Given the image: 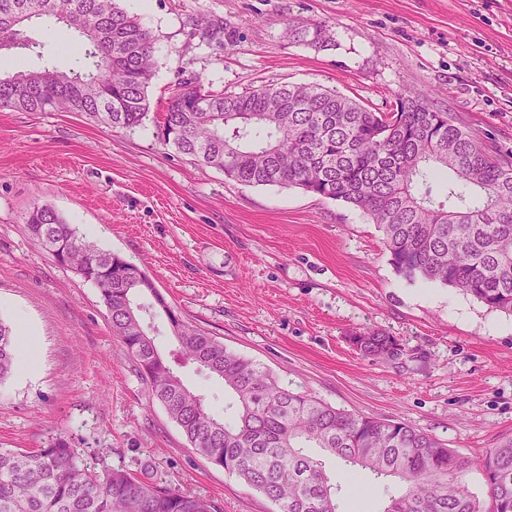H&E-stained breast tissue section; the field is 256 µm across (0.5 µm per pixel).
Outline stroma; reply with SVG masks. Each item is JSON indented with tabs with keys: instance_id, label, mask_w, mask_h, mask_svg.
<instances>
[{
	"instance_id": "1",
	"label": "stroma",
	"mask_w": 512,
	"mask_h": 512,
	"mask_svg": "<svg viewBox=\"0 0 512 512\" xmlns=\"http://www.w3.org/2000/svg\"><path fill=\"white\" fill-rule=\"evenodd\" d=\"M155 37L149 108L110 130L78 112L0 110V319L28 328L32 371L0 382V448L62 438L90 463L139 472L215 502L276 512L190 446L112 333L97 287L56 263L25 216L45 201L99 248L145 269L168 305L288 388L340 409L407 423L478 465L512 436V313L458 289L410 282L360 210L296 187L245 186L164 148L166 102L183 82L240 94L269 84L336 88L373 109L427 98L512 157V0H120ZM234 31L203 41L198 20ZM326 26L312 45L292 27ZM76 32L0 74L75 65ZM376 330L404 350L360 354ZM185 385L223 415L231 394L189 364ZM343 485L341 512H380L399 482L368 473Z\"/></svg>"
}]
</instances>
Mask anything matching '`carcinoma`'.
<instances>
[{
  "mask_svg": "<svg viewBox=\"0 0 512 512\" xmlns=\"http://www.w3.org/2000/svg\"><path fill=\"white\" fill-rule=\"evenodd\" d=\"M42 15L83 38L80 67L0 76V109L81 112L112 129L140 124L154 43L140 19L117 0H0V58L41 53L50 36L35 37L29 22ZM201 97L210 104L204 112L194 108ZM160 142L241 184L298 187L360 209L382 233L398 275L512 312V162L425 98L376 111L327 87L268 85L224 95L198 82L168 97ZM26 223L55 262L99 289L113 334L192 448L277 512H338L342 488L327 474L325 456L350 473L405 483L381 512H512V437L479 460L485 505L465 481L468 463L433 436L290 390L270 370L181 321L178 361L222 380L234 395L232 420L218 417L144 327L128 261L87 242L46 202L33 204ZM353 343L367 357L399 349L379 331L357 334ZM17 353L13 328L0 320V382ZM0 512L219 509L145 473L99 470L59 439L32 452L0 448Z\"/></svg>",
  "mask_w": 512,
  "mask_h": 512,
  "instance_id": "cac0c4a2",
  "label": "carcinoma"
}]
</instances>
